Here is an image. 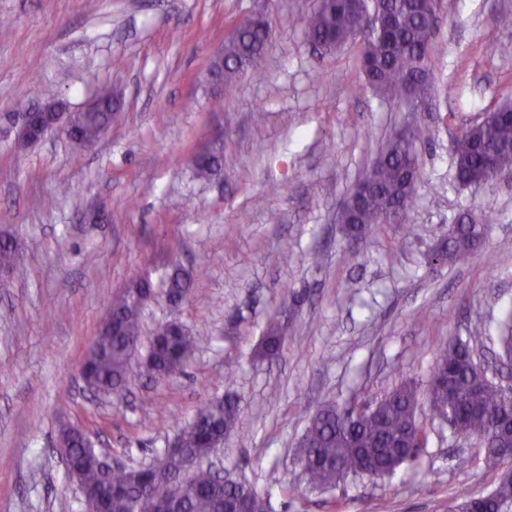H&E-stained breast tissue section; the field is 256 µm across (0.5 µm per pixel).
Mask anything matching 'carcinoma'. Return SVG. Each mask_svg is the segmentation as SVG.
I'll use <instances>...</instances> for the list:
<instances>
[{"label": "carcinoma", "instance_id": "carcinoma-1", "mask_svg": "<svg viewBox=\"0 0 512 512\" xmlns=\"http://www.w3.org/2000/svg\"><path fill=\"white\" fill-rule=\"evenodd\" d=\"M440 0H317L301 19L306 40L321 53H330L360 37L361 21L375 15L376 34L362 40L357 61L366 83L387 101L405 104L411 112L423 111L432 99V61L436 53L435 29ZM272 28L264 16H249L234 23L224 40V91L237 78L259 69ZM92 110L71 117L69 139L81 148L94 143L113 119L115 95L101 87ZM420 131L391 136L372 161L363 181L368 194L362 202L342 209L347 236L362 239L380 224H401L416 206L418 186L425 173L418 160ZM217 149L198 153L193 164L205 178L219 167ZM512 171V101L492 110L484 122L467 127L456 141L454 164L457 179L464 184H489L493 171ZM491 224L488 210L470 212L458 224L455 235L440 248L439 260L455 262L469 257L481 243ZM19 242L0 238V270L12 269L18 259ZM192 278L176 269L167 277L170 296L182 299L190 291ZM144 287L134 285L112 295L108 320L88 350L84 369L90 386L107 393L128 376L134 352L133 341H141L140 303ZM206 333H193L161 323L154 329L143 365L151 378H168L184 372ZM487 340L483 327L470 329L466 339L446 343L433 351L431 382L426 393L406 381L364 409L357 402L340 408L321 404L297 443L298 459L304 464L309 484L332 487L352 476L390 474L414 463L413 444L427 443L431 428L422 418L423 406L431 416H458L463 430L484 448L482 464L497 473L496 497L512 503V476L505 473L502 449L509 445L504 425L512 418V406L503 402L502 386L477 363L474 351ZM284 341L281 321H267L259 356L276 357ZM240 427L235 404L222 398L201 404L193 420L181 429L179 447L167 448L153 468L136 473L118 466L109 480L96 465L99 450L90 446L87 434H67L70 452L66 470L76 473L93 494L102 512H229L244 504L249 512H265L264 497L245 482L221 477L202 461L216 451L224 438Z\"/></svg>", "mask_w": 512, "mask_h": 512}]
</instances>
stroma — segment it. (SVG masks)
<instances>
[{"instance_id":"stroma-1","label":"stroma","mask_w":512,"mask_h":512,"mask_svg":"<svg viewBox=\"0 0 512 512\" xmlns=\"http://www.w3.org/2000/svg\"><path fill=\"white\" fill-rule=\"evenodd\" d=\"M314 4L0 0V233L22 245L0 277V512H83L56 448L62 428L85 430L113 461L147 464L216 397L236 403L243 428L214 462L268 512H448L460 492L494 487L475 440L438 422L411 468L324 490L306 483L297 442L321 403L372 399L404 380L427 389L433 350L473 325L485 351L502 350L512 177L460 183L453 147L512 93V27H496L512 0H441L427 112L363 87L358 43L320 56L301 27ZM256 14L273 30L263 74L218 98L211 61L231 24ZM104 84L121 109L93 145L76 149L55 130L18 148L14 115L32 91L76 112ZM418 124L426 182L408 224L380 225L344 263V201L387 136ZM213 146L222 167L199 179L192 155ZM479 209L495 216L483 248L437 263L459 215ZM175 266L195 285L173 305L164 280ZM142 276L154 289L143 340L160 322L209 339L182 374L141 376V348L125 388L91 392L81 369L107 300ZM275 315L284 345L257 359Z\"/></svg>"}]
</instances>
